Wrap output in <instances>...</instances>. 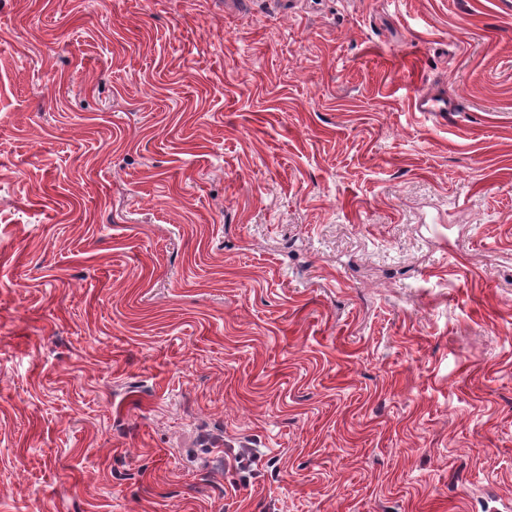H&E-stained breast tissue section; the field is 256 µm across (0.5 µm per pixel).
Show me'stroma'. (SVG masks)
<instances>
[{
    "instance_id": "stroma-1",
    "label": "stroma",
    "mask_w": 512,
    "mask_h": 512,
    "mask_svg": "<svg viewBox=\"0 0 512 512\" xmlns=\"http://www.w3.org/2000/svg\"><path fill=\"white\" fill-rule=\"evenodd\" d=\"M0 512H512V0H0Z\"/></svg>"
}]
</instances>
